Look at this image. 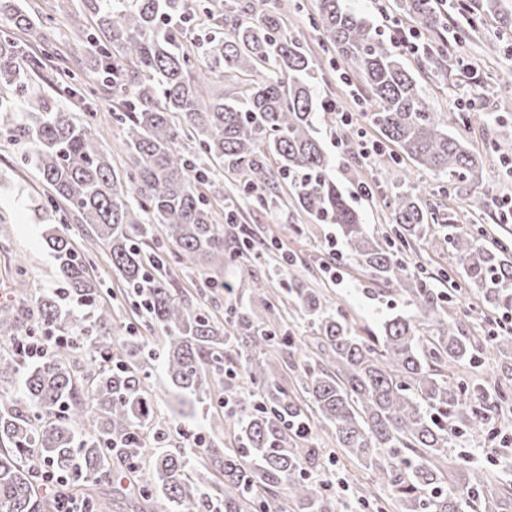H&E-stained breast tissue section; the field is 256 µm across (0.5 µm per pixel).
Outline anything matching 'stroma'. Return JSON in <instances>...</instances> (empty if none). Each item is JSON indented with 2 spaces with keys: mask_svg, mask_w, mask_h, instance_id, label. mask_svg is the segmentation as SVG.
<instances>
[{
  "mask_svg": "<svg viewBox=\"0 0 512 512\" xmlns=\"http://www.w3.org/2000/svg\"><path fill=\"white\" fill-rule=\"evenodd\" d=\"M35 3L45 22L35 26L27 36L28 41L33 44L42 40L50 42L54 53L73 66L91 65L93 58L88 43L72 35L67 20L52 19L56 0H35ZM347 3L373 23L381 40H389L400 24L401 16L394 0H347ZM463 21L462 14L449 12L440 28L422 36L423 42L430 45L447 42L448 57L453 61L447 74H440L423 57L414 54L405 55L404 63L438 111L453 113L458 99L473 96L477 99L480 116L490 112L502 115L504 122L500 125L483 122L480 117L466 126L450 124L452 133L462 135L474 150L481 152L489 140L512 139V51L499 42L501 25L492 18L487 20L475 41L463 46L453 45V33ZM316 77L319 94L334 99L338 111L346 113L350 119L349 125L337 128L335 134L326 138L327 149L335 159V173L344 183L359 174L372 184V197L358 200L357 206L370 229H384L390 218L382 197L391 193L397 170L409 172L415 165L405 158L399 167H391L390 156L397 148L362 117L363 88L356 79L342 78L338 70L327 64L317 71ZM97 106L99 112L94 127L105 131L103 148L114 167L124 170L129 159L112 122L111 90L99 91ZM12 124V119L0 115V296L30 300L40 292L61 288L62 282L44 235L50 225L68 224L81 253L89 259L102 281L103 301L111 305L113 312L119 313L124 325L143 333L144 319L133 312L123 292V283L108 265L104 247L93 244L84 227L74 224L69 212L46 205L44 186L35 169L24 160L26 144L13 140ZM427 180L435 192V201L453 209L479 196H512V174L506 173L493 160L489 161L484 181L478 186L451 185L432 174ZM243 224L252 229L261 245L253 264L271 302L281 298L283 279L303 280L319 288L332 306L349 313L363 336L378 335L384 316L406 312L401 296L389 285L371 281L368 274L351 266L349 261L331 264L328 243L337 237L335 225L312 223L307 216L289 207L275 215L242 208L238 211L236 225L224 227L225 253L235 251L238 228ZM284 253L292 256V265L280 270L278 277H271L270 269L277 268L278 259ZM18 256L24 257L26 262V274L22 277L17 275L14 266ZM415 258L427 275L436 276L441 270L450 273V280L438 281L440 290L450 291L452 281L460 277L441 226H434L418 245ZM174 274L179 287L200 299L220 319L231 310L245 306L252 297L245 285L231 294L219 286L205 288L204 281L208 278L219 284L232 281L233 269L229 266L209 267L198 273L178 265ZM321 446L325 453L324 464L315 477L329 485L335 512H399L398 502L392 501L385 490L378 489L367 498H360L359 488L364 485L365 476L359 466L338 450L333 436H323ZM462 451L470 455L475 465L501 482H512V446L503 447L497 440L490 439L464 443Z\"/></svg>",
  "mask_w": 512,
  "mask_h": 512,
  "instance_id": "stroma-1",
  "label": "stroma"
}]
</instances>
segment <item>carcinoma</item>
I'll use <instances>...</instances> for the list:
<instances>
[{"instance_id":"1","label":"carcinoma","mask_w":512,"mask_h":512,"mask_svg":"<svg viewBox=\"0 0 512 512\" xmlns=\"http://www.w3.org/2000/svg\"><path fill=\"white\" fill-rule=\"evenodd\" d=\"M93 16L70 19L95 57L93 79L112 89V121L130 165L119 172L103 137L78 112H96L88 84L65 65L58 82L70 105L49 111L35 93L18 94L49 53L18 34L35 24L31 10L8 8L0 29V113L16 115L14 136L30 144L48 201L73 214L102 243L132 304L161 335L154 349L122 335L104 303L98 276L71 238L50 229L51 251L65 294L87 310L77 318L55 292L31 302H0V329L14 339L0 349V512H56L80 497L107 512L102 489L138 496L149 512H332L328 485L309 480L320 464L313 429H331L337 448L384 486L401 512H512V487L492 481L470 459L448 450L485 434L512 391L490 396L458 375L493 354L512 358V336H469L449 295L433 287L407 252L434 224L462 266L464 285L496 311L512 307V238L459 231L455 214L427 199L428 185L400 173L387 197L392 235L370 231L333 174L318 113L319 62L290 33L287 0H86ZM326 41L345 71L367 89L365 119L421 169L450 184L482 178L486 156L448 131L468 121L433 111L422 87L380 40L371 22L346 0H317ZM401 16L418 29L440 22L431 0H401ZM199 21L187 47L177 23ZM207 159L239 182L256 207L292 206L317 224H334L353 262L392 284L409 312L383 318L380 335L362 336L352 319L315 288L283 282L274 304L257 284L251 252L257 242L239 230L236 278L255 283L253 305L217 317L188 299L169 274L172 255L195 269L224 264V228L201 186L212 183ZM293 309L312 329L301 340L285 320ZM38 330L58 342L30 365L17 341ZM295 373L296 391L286 373ZM159 375L181 405L228 403L206 420L200 456L164 449L169 434L156 422L151 379ZM64 480L40 493L41 469Z\"/></svg>"}]
</instances>
